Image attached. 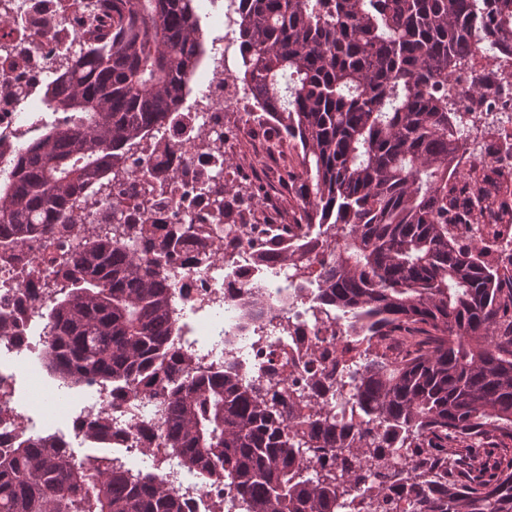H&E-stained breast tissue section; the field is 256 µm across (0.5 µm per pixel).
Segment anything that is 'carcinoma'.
I'll list each match as a JSON object with an SVG mask.
<instances>
[{
	"label": "carcinoma",
	"mask_w": 512,
	"mask_h": 512,
	"mask_svg": "<svg viewBox=\"0 0 512 512\" xmlns=\"http://www.w3.org/2000/svg\"><path fill=\"white\" fill-rule=\"evenodd\" d=\"M109 23L76 37L66 69L46 85L43 112H66L21 132L14 179L0 185V235L13 248L52 225L74 224L83 192L178 110L205 54L195 0H106ZM235 26L243 90L273 108L298 151L287 173L292 224L310 248L275 260L317 284L313 316L364 349L336 380L343 406L380 436L358 441L338 413L304 396L267 398L259 378L232 366L195 375L167 360L170 298L159 267L178 247L208 246L207 224L167 238L131 224L79 237L78 275L46 312L43 366L73 385L99 382L160 397L165 447L205 482L233 487L245 512H349L374 463L413 512H512V188L484 163L458 168L463 132L448 78L486 48L512 49V0H240ZM259 207L224 211L235 247ZM264 297L241 302L237 331L263 336ZM85 440L112 446L106 421ZM314 448H342L337 470L305 464ZM0 512H183L155 474L107 455L79 457L61 439L19 438L0 452Z\"/></svg>",
	"instance_id": "obj_1"
}]
</instances>
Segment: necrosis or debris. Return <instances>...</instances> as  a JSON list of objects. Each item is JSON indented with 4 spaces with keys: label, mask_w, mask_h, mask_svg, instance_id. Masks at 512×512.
Returning a JSON list of instances; mask_svg holds the SVG:
<instances>
[{
    "label": "necrosis or debris",
    "mask_w": 512,
    "mask_h": 512,
    "mask_svg": "<svg viewBox=\"0 0 512 512\" xmlns=\"http://www.w3.org/2000/svg\"><path fill=\"white\" fill-rule=\"evenodd\" d=\"M11 22L0 28V83L25 86L28 98H35L44 78L55 73L57 62L72 36L87 24L80 11L61 9L60 0H12ZM235 41L233 29H225L222 42L213 49L218 67L209 81L208 98L192 109L172 113L152 132L150 147L141 154L137 167L145 179L118 178L103 182L92 198L90 209L102 211L120 203L126 213L139 212L143 181L161 185L170 175H177L184 197L166 201L151 209L155 236L165 234L173 224L196 221L210 225L212 241L222 244L224 226L216 217L210 192L200 190L201 182H224V156L229 141L224 132V115L247 112L251 118L245 128L254 140H261L263 128L272 124L269 112L254 110L241 96L225 97L222 83L232 73L225 44ZM475 67L485 75L486 92L474 103H459L462 112H493L497 121L492 136L483 138L480 158L483 163L512 172V55L494 51L481 55ZM48 112L25 111L22 102L12 97L0 98V143L14 142L19 125L38 126L51 120ZM294 236L281 235L273 223L249 226L231 262L221 259L198 261L194 243L181 245L165 268L169 286L175 333L168 341L180 353L189 355L195 366L220 369L224 366V341L237 329L238 302L243 295L259 292L274 307L276 321L290 322L299 333L287 336L274 331L249 350L250 375L284 376L289 384L301 385L305 377L320 370L345 374L346 364L336 361V348L345 337H334L316 323L304 301L292 300L291 278L274 271L273 263H259L256 250L274 255L283 246L294 243ZM66 250L61 238L33 237L14 254L0 252V313L18 318L21 330L14 336H0V447H8L14 436L45 438L56 435L65 441L80 439L77 422L82 418H109L115 434L121 435V448L141 451L151 445L164 456L165 467L158 474L182 498L185 512H240L235 490L224 482H201L185 475L175 456L164 448L156 409V398L140 395L122 399L111 387L93 384L89 394L79 400L59 405L47 402L40 415L25 411L27 395L39 393L36 374L24 367L33 349L49 345L41 311L49 304L56 283L62 282ZM143 426L139 438L124 439L132 423Z\"/></svg>",
    "instance_id": "4bbe7bcc"
}]
</instances>
